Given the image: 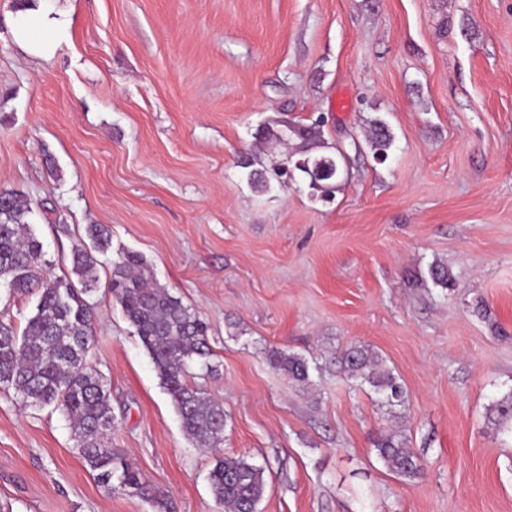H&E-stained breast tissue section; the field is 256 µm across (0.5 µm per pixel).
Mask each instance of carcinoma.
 <instances>
[{
    "label": "carcinoma",
    "mask_w": 512,
    "mask_h": 512,
    "mask_svg": "<svg viewBox=\"0 0 512 512\" xmlns=\"http://www.w3.org/2000/svg\"><path fill=\"white\" fill-rule=\"evenodd\" d=\"M290 139L297 144L281 163L247 174L254 192L269 193L284 185L287 166L304 172L299 165L303 160L337 168L345 163V151L322 138L319 118L310 125L281 121L278 128L265 126L256 135L259 143ZM364 140L374 157L389 158L394 136L387 122L370 120ZM29 213L27 200L0 189V286L11 295L38 293L36 312L22 333H17L12 323L0 320V390H14L27 405L60 411L74 431L84 466L106 491L149 501L156 512H172L159 490L105 439L113 424L111 391L89 354L97 334L96 304L91 296L99 282L97 255L106 253L111 244L107 229L101 224L87 225L90 245L74 247L71 264L80 277L77 285L46 275L41 265L43 243L27 221ZM108 287L148 351L185 434L198 448L220 447L224 443V405L198 385L190 372L195 360L202 375L213 371L208 361L212 350L207 328L200 315L153 282L148 265L138 254L126 253L112 262ZM268 357L288 380L302 386L310 382L309 364L301 356L274 348ZM341 362L350 376L373 388L382 405L405 402L397 378L367 350L351 347ZM490 411L498 417L500 432L512 437V391L494 400ZM374 447L391 473L412 478L419 472L413 450L397 432L380 434ZM264 473V467L242 456L216 458L208 481L222 512H258L266 488Z\"/></svg>",
    "instance_id": "1"
}]
</instances>
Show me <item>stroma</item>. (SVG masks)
Instances as JSON below:
<instances>
[{
    "mask_svg": "<svg viewBox=\"0 0 512 512\" xmlns=\"http://www.w3.org/2000/svg\"><path fill=\"white\" fill-rule=\"evenodd\" d=\"M68 35L23 50L26 0H0V189L27 199L46 270L70 274L84 225L207 325L201 384L221 450L184 434L151 358L97 291L90 358L111 387L107 439L176 512H219L217 454L267 467L259 512H512V0H56ZM323 117L351 152L332 202L304 180L254 193L259 128ZM381 117L386 163L353 152ZM67 232H60V225ZM449 288L435 286L433 264ZM377 354L407 393L382 406L342 369ZM305 357L311 384L270 348ZM399 429L422 470L389 472ZM0 512H154L107 494L63 415L0 391ZM268 357L272 366L286 375L289 381L302 386L310 382L309 364L301 356L286 349L273 348ZM489 409L498 417L500 432L512 438V391L494 400Z\"/></svg>",
    "mask_w": 512,
    "mask_h": 512,
    "instance_id": "1",
    "label": "stroma"
}]
</instances>
